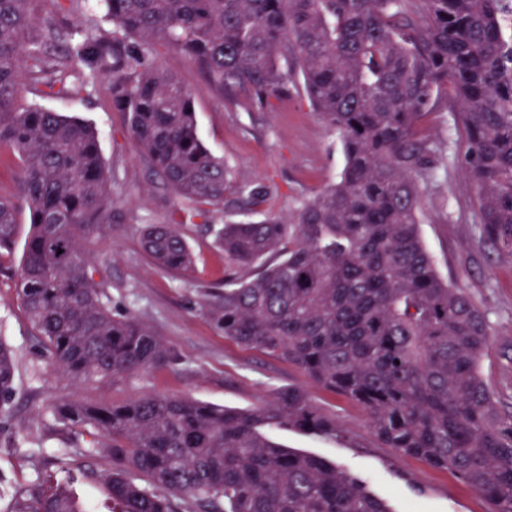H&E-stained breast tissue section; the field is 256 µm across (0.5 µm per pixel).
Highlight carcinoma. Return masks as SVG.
<instances>
[{"label":"carcinoma","instance_id":"obj_1","mask_svg":"<svg viewBox=\"0 0 512 512\" xmlns=\"http://www.w3.org/2000/svg\"><path fill=\"white\" fill-rule=\"evenodd\" d=\"M31 0H0V154L20 162L30 215L16 292L51 364L64 376L120 380L164 366L167 345L104 300L83 243L112 231L99 133L90 123L20 104L26 77L57 94L75 71L111 78L112 105L153 171L189 201L179 221L147 224L158 267L191 270L181 226L224 250V290L209 303L224 337L298 366L368 414L388 448L452 471L512 512V414L480 372L484 313L437 272L419 234L422 187L458 161L474 187L481 242L512 255V0H97L140 46L124 54L96 28L60 47L55 23L29 36ZM157 43L185 53L219 88L268 106L300 82L336 132L339 180L283 221L268 191L235 184L203 143L191 94L147 58ZM453 115L461 157L425 132ZM243 218L211 223L224 194ZM19 202V203H21ZM0 196V258L18 230ZM14 394V353L0 342V408ZM50 415L90 429L112 458L120 512H390L336 464L284 448L266 424L339 437L335 418L300 386L243 411L148 394L112 407L71 403ZM17 512H91L49 478Z\"/></svg>","mask_w":512,"mask_h":512}]
</instances>
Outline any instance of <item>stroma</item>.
Listing matches in <instances>:
<instances>
[{
  "mask_svg": "<svg viewBox=\"0 0 512 512\" xmlns=\"http://www.w3.org/2000/svg\"><path fill=\"white\" fill-rule=\"evenodd\" d=\"M30 10L33 35L50 21L66 35L99 21L89 0H73L63 13L57 0H32ZM152 59L189 90L204 143L231 167L238 185L268 189L267 206L274 214L288 217L338 180L344 166L340 141L300 85L289 86L272 106L260 107L220 93L172 47L155 46ZM67 84L69 95L46 98L30 80L24 98L84 119L100 133L110 176L112 231L90 238L85 254L114 311L152 328L176 360L118 381H75L57 374L16 296L29 232V212L20 208L12 255L0 272V342L15 352V395L0 411V512H13L16 501L28 499L40 474L67 482L76 497L92 498L96 512L115 508L103 479L112 466L107 452L100 448L87 454V432L45 415L48 403L109 406L158 394L252 410L274 389L295 384L335 416L344 436L274 425L266 430L273 441L336 463L385 499L391 512H489L488 501L451 472L385 447L358 405L324 390L297 366L226 339L213 325L206 301L207 293L224 287V254L195 226L185 228L195 258L192 274L175 276L148 261L140 244L142 227L171 222L185 202L163 185L133 145L125 114L112 106L108 78L100 74L88 84L74 74ZM418 220L441 277L462 289L487 317L490 347L481 357V373L500 411L512 414V257L477 248L473 188L457 166L429 182Z\"/></svg>",
  "mask_w": 512,
  "mask_h": 512,
  "instance_id": "obj_1",
  "label": "stroma"
}]
</instances>
